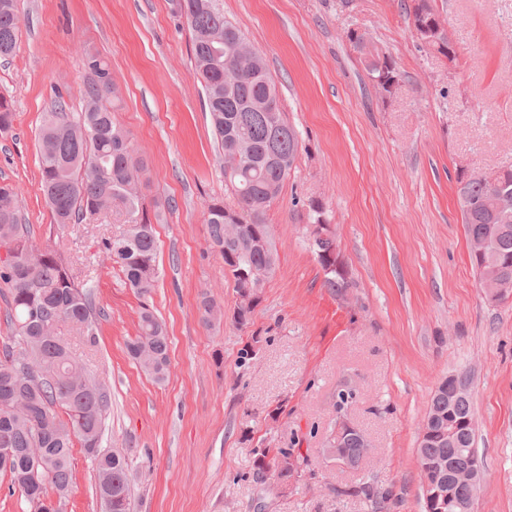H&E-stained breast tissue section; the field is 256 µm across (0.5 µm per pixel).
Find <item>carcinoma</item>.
<instances>
[{"mask_svg": "<svg viewBox=\"0 0 512 512\" xmlns=\"http://www.w3.org/2000/svg\"><path fill=\"white\" fill-rule=\"evenodd\" d=\"M407 14L419 31L439 14L434 0H415ZM177 7L191 32L194 74L206 98L214 135L222 152L247 148V166L229 178L234 208L216 201L208 206L206 224L211 245L224 259V270L241 294V270L255 272L258 289L275 269L271 229L266 214L280 196L299 153V138L281 110L276 83L264 56L250 47L237 23L224 17L216 0H178ZM18 0H0V58L13 55L18 41ZM367 78L376 82L394 74L388 57L377 46L354 44ZM88 77L79 87L83 105L67 111L60 97L46 113L40 129V191L53 223L95 224L115 203L128 216L127 230L102 240V249L119 267L125 284L137 295L151 294L159 279L154 221L142 204V170L128 133L118 126L107 106L115 93L109 65L101 57L86 58ZM15 112L0 96V133L13 127ZM456 194L467 238L496 228L490 260L503 278L512 281V220L494 217L491 190L482 181L456 178ZM6 236L16 258L0 265V298L10 336L0 346V473L9 476L30 505L46 512L55 500L65 512L73 483V448L79 442L95 466L96 495L102 512H131L127 480L129 456L102 447L110 395L104 384L85 371L59 335L69 323L85 343H96L94 291L78 283L62 253L36 248L30 227L21 223L14 185L0 182V238ZM324 285L338 294L353 287L345 270L327 269L319 261ZM204 324L224 317V310L207 296L200 300ZM137 336L126 344L130 359L157 382L170 365L169 336L156 312L145 305L139 313ZM475 419L467 376L458 374L439 383L426 414L428 425L418 446L422 478L430 484L424 512H460L458 503L471 497L466 486H448L450 473L475 456ZM456 431L448 435V424ZM253 476L270 464L282 468L288 484L300 467L294 449L276 448L271 441L251 448Z\"/></svg>", "mask_w": 512, "mask_h": 512, "instance_id": "cac0c4a2", "label": "carcinoma"}]
</instances>
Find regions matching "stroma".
<instances>
[{
    "mask_svg": "<svg viewBox=\"0 0 512 512\" xmlns=\"http://www.w3.org/2000/svg\"><path fill=\"white\" fill-rule=\"evenodd\" d=\"M405 0H219L267 62L301 147L266 215L277 263L253 320L206 224L228 201L222 150L193 76L191 34L175 0H20V31L0 59V95L16 113L0 134V181L19 193L37 246L92 274L98 343L68 335L111 395L103 447L132 461L133 512H424L417 448L439 382L467 374L484 478L475 512H512V296L479 287L456 201L460 168L512 166V0H435L457 44L448 59L411 33ZM358 28L386 50L400 86L383 101L346 38ZM107 61L115 122L146 165L160 278L150 297L124 283L100 250L125 231L121 209L58 230L39 190L38 133L57 96L80 111L85 58ZM320 201L355 286L339 295L307 242L306 204ZM210 296L225 317L204 326ZM170 336L164 383L128 358L142 304ZM255 343L239 365V352ZM356 385V425L371 439L354 469L323 453L343 383ZM305 458L299 482L263 492L244 431ZM66 512H99L93 465L74 448ZM371 483L381 506L354 493Z\"/></svg>",
    "mask_w": 512,
    "mask_h": 512,
    "instance_id": "stroma-1",
    "label": "stroma"
}]
</instances>
